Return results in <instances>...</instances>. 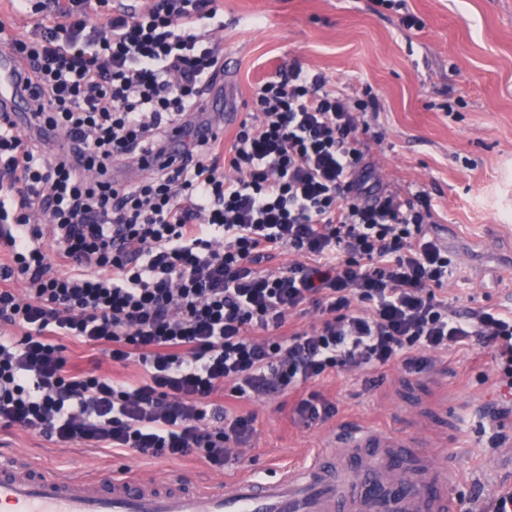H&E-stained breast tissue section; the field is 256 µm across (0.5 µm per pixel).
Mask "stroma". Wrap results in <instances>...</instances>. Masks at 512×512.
I'll use <instances>...</instances> for the list:
<instances>
[{
  "instance_id": "1",
  "label": "stroma",
  "mask_w": 512,
  "mask_h": 512,
  "mask_svg": "<svg viewBox=\"0 0 512 512\" xmlns=\"http://www.w3.org/2000/svg\"><path fill=\"white\" fill-rule=\"evenodd\" d=\"M407 10L421 28L374 0H223L224 26L210 36L224 53L225 98L245 112L258 83L293 67L352 97L371 88L379 139L367 162L382 183L430 195V230L452 260L449 301L510 312L512 0H407ZM499 379L495 356L469 345L432 355L418 374L389 366L313 383L337 407L322 424H306L278 396L244 401L255 433L221 469L63 447L17 428H0V453L64 475L126 469L202 487L308 459L340 425L362 421L408 434L437 464L455 467L464 512H479L512 486V390Z\"/></svg>"
}]
</instances>
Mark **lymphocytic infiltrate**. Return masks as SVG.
Instances as JSON below:
<instances>
[{"instance_id":"lymphocytic-infiltrate-1","label":"lymphocytic infiltrate","mask_w":512,"mask_h":512,"mask_svg":"<svg viewBox=\"0 0 512 512\" xmlns=\"http://www.w3.org/2000/svg\"><path fill=\"white\" fill-rule=\"evenodd\" d=\"M7 3L0 45L66 143L0 111V427L220 468L254 433L235 399L293 395L324 421L335 408L309 383L419 369L471 341L512 389V316L449 305L429 195L383 187L365 161L375 97L293 69L255 88L230 144L193 140L183 164L120 179L114 160L163 154L223 76L199 30L217 0H149L102 24L74 0L31 34L14 31L30 0ZM284 249L294 261L271 265ZM68 339L137 377L72 367Z\"/></svg>"}]
</instances>
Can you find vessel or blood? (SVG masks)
<instances>
[{
    "label": "vessel or blood",
    "mask_w": 512,
    "mask_h": 512,
    "mask_svg": "<svg viewBox=\"0 0 512 512\" xmlns=\"http://www.w3.org/2000/svg\"><path fill=\"white\" fill-rule=\"evenodd\" d=\"M0 102L18 126L34 127L6 51L0 53ZM235 120L230 111L195 115L189 127L170 131L169 156L181 160L185 137L222 136ZM410 445L389 431L358 426L334 435L308 463L206 488L147 485L113 474L62 478L0 455V512H459L456 470L425 455L406 457Z\"/></svg>",
    "instance_id": "obj_1"
}]
</instances>
